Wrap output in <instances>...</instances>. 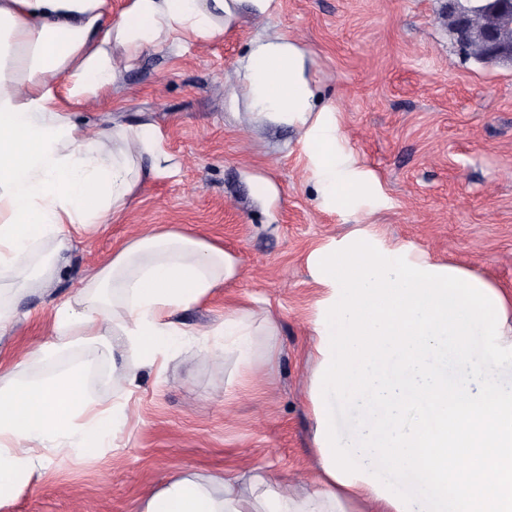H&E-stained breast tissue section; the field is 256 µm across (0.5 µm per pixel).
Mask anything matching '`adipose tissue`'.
Masks as SVG:
<instances>
[{"instance_id": "1", "label": "adipose tissue", "mask_w": 512, "mask_h": 512, "mask_svg": "<svg viewBox=\"0 0 512 512\" xmlns=\"http://www.w3.org/2000/svg\"><path fill=\"white\" fill-rule=\"evenodd\" d=\"M228 0H0V278L53 243L54 260L31 288H48L73 239L120 218L140 184L178 165L149 127L85 129L73 119L89 101L108 102L121 65L191 37L224 36ZM246 93L263 115L307 130L324 204L348 211L369 184L336 149V127L314 114L304 53L287 37L259 39L243 64ZM312 268L323 293L309 401L318 477L298 495L273 489L254 469L181 476L141 500V512H413L383 462L428 495L426 512H512V389L489 378L486 357L512 368V298L452 264L412 255L359 234L319 248ZM223 247L178 229L148 227L50 312L52 342L23 350L36 363L73 341L95 345L94 362L118 348L135 363L113 370V390L133 391L142 371L174 355L191 328L179 312L235 279ZM249 308L228 310L210 330L213 358L237 355L250 371L255 334L274 335ZM485 338L475 351L472 337ZM356 398L353 448L336 433L330 396ZM125 404L88 393L85 372L0 387V500L29 485L47 454L79 457L111 447L125 431Z\"/></svg>"}]
</instances>
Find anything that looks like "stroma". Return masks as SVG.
<instances>
[{
  "mask_svg": "<svg viewBox=\"0 0 512 512\" xmlns=\"http://www.w3.org/2000/svg\"><path fill=\"white\" fill-rule=\"evenodd\" d=\"M224 37L144 52L121 72L111 103L76 113L84 127L147 125L179 166L143 183L127 213L75 240L59 281L24 296L0 335V365L49 339L51 307L147 225L222 244L239 274L182 312L205 331L248 301L278 323L272 361L241 382L233 355L211 359L196 337L126 398L131 426L115 447L48 455L40 478L0 512H138L173 476L207 478L258 466L276 485L311 488L315 421L307 399L314 304L309 258L370 229L413 254L463 266L512 295V66L465 58L448 30V0H232ZM282 34L307 55L317 110L375 181L349 214L324 208L302 128L258 116L240 64L255 40ZM265 181L269 189L259 192ZM91 346L20 368L40 379L85 362Z\"/></svg>",
  "mask_w": 512,
  "mask_h": 512,
  "instance_id": "1",
  "label": "stroma"
}]
</instances>
